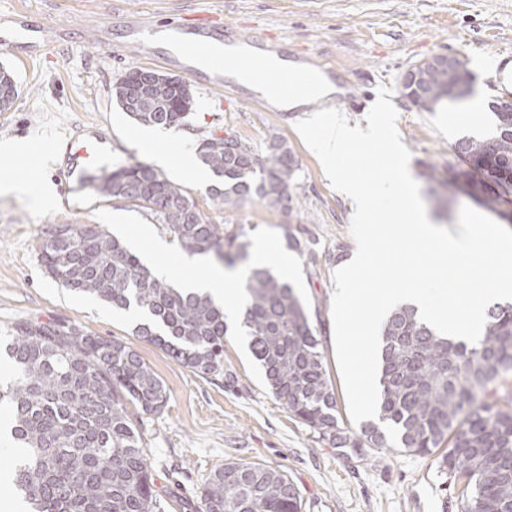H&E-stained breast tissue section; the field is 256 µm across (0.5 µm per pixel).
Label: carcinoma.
Segmentation results:
<instances>
[{
    "label": "carcinoma",
    "instance_id": "cac0c4a2",
    "mask_svg": "<svg viewBox=\"0 0 512 512\" xmlns=\"http://www.w3.org/2000/svg\"><path fill=\"white\" fill-rule=\"evenodd\" d=\"M129 69L112 87L117 105L136 123L166 130L188 125L195 99L182 81L157 73L140 94ZM474 77L425 65L420 78L402 80L401 94L430 111L466 96ZM495 135L463 138L454 152L464 166L438 175L437 204L465 192L496 211L512 204V112L493 113ZM200 161L215 177L212 198L235 207L257 197L286 209L299 168L288 144L270 136L267 153L226 133L204 139ZM102 197L123 199L157 216L190 255L232 264L247 254L246 234L220 229L202 215L181 186L151 165H115L94 177ZM45 272L68 290L113 308L143 314L136 335L164 349L191 371L224 368V309L209 296L174 287L145 266L127 244L97 224H65L41 245ZM242 327L269 389L294 417L338 448L400 447L434 457L436 469L464 482L465 512H512V408L498 406L499 381L512 376V303L486 310L482 339L469 347L441 336L415 308L392 311L381 330L379 422L360 434L341 431L316 329L288 282L266 266L248 268ZM10 362L0 383V408L9 414L7 443L19 449L7 471L13 496L28 512H154L155 495L143 438L127 408L159 413L167 390L133 348L91 336L75 324L23 321L0 336ZM202 512H301L299 490L283 470L229 462L212 474Z\"/></svg>",
    "mask_w": 512,
    "mask_h": 512
}]
</instances>
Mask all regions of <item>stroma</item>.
Returning a JSON list of instances; mask_svg holds the SVG:
<instances>
[{
  "instance_id": "obj_1",
  "label": "stroma",
  "mask_w": 512,
  "mask_h": 512,
  "mask_svg": "<svg viewBox=\"0 0 512 512\" xmlns=\"http://www.w3.org/2000/svg\"><path fill=\"white\" fill-rule=\"evenodd\" d=\"M33 12L50 31L44 52L15 35L13 13ZM236 29L239 40L262 34L269 46L309 66L334 68L336 85L349 98L338 105L350 123H363L382 87L392 90L398 132L410 150V172L427 188L428 168L458 164L457 140L489 122V106L512 98V85L489 91L491 61L512 50V0H0V67L11 70L19 96L0 112V141L25 143L23 156L0 155V182L17 189L0 194V333L21 321L74 322L89 335L127 344L138 352L168 391L158 414L135 412L151 461L156 512H200L213 472L230 461L262 463L285 471L297 486L301 512H464L459 482L440 476L429 458L404 451L339 452L294 418L267 386L238 326L224 338V370L201 375L154 344L139 339L127 312L92 296L75 294L48 277L40 262L46 231L59 224H97L137 246L144 238L171 241L157 217L132 203L101 197L94 188L39 202V182L61 186L64 162L40 150L45 130L52 143L97 134L111 164L143 161L178 183L213 224L243 228L248 242L267 239L284 249L293 232L302 249L293 253V284L318 332L335 390L340 425L359 432L334 354L333 273L356 249L351 201L334 190L316 155L294 129L299 114L280 112L261 96L231 82L206 87L190 80L196 108L178 130H159L170 159L142 150L140 125L111 97L129 68H153L146 46L126 25L143 18L154 29L195 33L203 16ZM438 53L466 62L474 75L477 112L451 113L449 103L426 112L400 92L412 67ZM230 132L265 152L271 134L292 149L299 169L289 193L292 212L249 199L232 210L213 200L209 186L185 175L180 153H196L203 139Z\"/></svg>"
}]
</instances>
